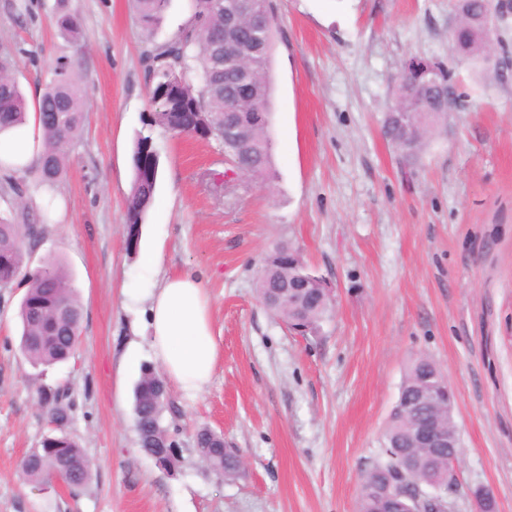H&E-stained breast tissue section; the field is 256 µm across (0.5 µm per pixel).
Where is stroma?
Returning a JSON list of instances; mask_svg holds the SVG:
<instances>
[{"label":"stroma","mask_w":512,"mask_h":512,"mask_svg":"<svg viewBox=\"0 0 512 512\" xmlns=\"http://www.w3.org/2000/svg\"><path fill=\"white\" fill-rule=\"evenodd\" d=\"M489 0L492 70L451 37L459 0H273L267 180L225 178L218 140L155 129L161 172L138 253L126 249L132 152L152 111L148 38L131 0H0V59L36 102L58 63L87 91L79 137L54 186L62 219L21 208L32 176L0 172V218L42 224L27 270L51 258L83 307L67 362L32 365L19 350L24 289L0 288V512H357L362 473L381 453L406 366L433 360L456 393L461 460L455 512L493 488L512 512V9ZM76 15L78 40L56 27ZM443 63L458 105L406 165L384 136L402 66ZM323 276L336 307L313 336L265 308L257 272L280 245ZM200 278L217 362L207 389L168 392L181 450L175 471L145 455L134 387L152 363L142 256ZM64 388L66 432L93 464L70 489L24 481L18 464L51 425L39 386ZM221 433L245 460L238 478L209 472L195 433Z\"/></svg>","instance_id":"35a3bbf8"}]
</instances>
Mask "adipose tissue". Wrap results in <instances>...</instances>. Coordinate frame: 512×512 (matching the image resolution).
I'll list each match as a JSON object with an SVG mask.
<instances>
[{"label": "adipose tissue", "mask_w": 512, "mask_h": 512, "mask_svg": "<svg viewBox=\"0 0 512 512\" xmlns=\"http://www.w3.org/2000/svg\"><path fill=\"white\" fill-rule=\"evenodd\" d=\"M34 121L0 130V166L23 174L38 164L42 146ZM160 258L145 257L143 278L149 300L148 336L156 363L179 390L194 396L209 384L217 360L208 296L193 273L154 284Z\"/></svg>", "instance_id": "1"}]
</instances>
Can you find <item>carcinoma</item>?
<instances>
[{
    "instance_id": "carcinoma-1",
    "label": "carcinoma",
    "mask_w": 512,
    "mask_h": 512,
    "mask_svg": "<svg viewBox=\"0 0 512 512\" xmlns=\"http://www.w3.org/2000/svg\"><path fill=\"white\" fill-rule=\"evenodd\" d=\"M145 31L152 34L163 22L172 0H132ZM237 0H194L191 24L169 40L151 43L145 51L150 61L149 97L154 111L146 121L149 134H139L133 149V183L127 201L126 224L140 227L153 204L157 188L160 156L150 131L163 127L185 135L224 139V113L234 108L244 135L224 144V158L231 171L265 179L272 166V145L267 134L270 110L269 62L276 19L270 0H255L252 14L245 19V30L228 51L224 46V12L236 8ZM59 30L76 38L79 19L68 12L57 17ZM459 50L478 59L475 40L461 28L457 33ZM433 71L421 74L412 62L404 66L393 104L384 125L385 135L403 157L415 161L426 136L448 120V70L432 63ZM14 63L0 59V128L26 122L28 103L12 75ZM427 101L431 111L422 119V132L413 131L393 121V110L416 109V99ZM86 94L74 75V66L60 63L54 78L35 103L43 153L33 170L42 185H54L65 173L67 149L79 136L83 125ZM43 229L36 224H12L0 220V286L20 281L25 292L19 306L20 351L31 363L53 365L72 357L79 343L83 307L78 300L65 266L58 260L46 262L40 269L21 274L26 262V246L37 241ZM304 283L302 298L306 305L302 327L317 331L329 318L333 303L324 288L325 280L313 273L299 252L288 245L277 247L265 260L257 278V293L264 305L290 327H297L293 305L283 301L288 287ZM445 377L437 364L424 356L410 360L400 386L399 399L416 397L415 388L423 382L434 389L443 404L454 403L447 394ZM163 376L151 365L143 368L134 388L135 428L139 446L153 453L170 445L168 429L162 424L165 411L172 406L165 401ZM64 390L39 392V405L48 410L50 419L64 422L69 405L63 402ZM196 449L208 469L228 480L239 474L236 451L224 448L223 435L201 428L195 436ZM51 455L66 456L80 464L77 485L87 483L91 463L79 443L64 430L43 438L39 454L27 453L19 463L20 475L28 483L45 484L52 472L41 464ZM411 462L409 481L422 485L431 479L438 483L437 494L446 492L448 449L417 448L411 442L407 424L393 407L384 431L382 457L365 472L358 499V512H407L387 483L393 479L399 459Z\"/></svg>"
}]
</instances>
